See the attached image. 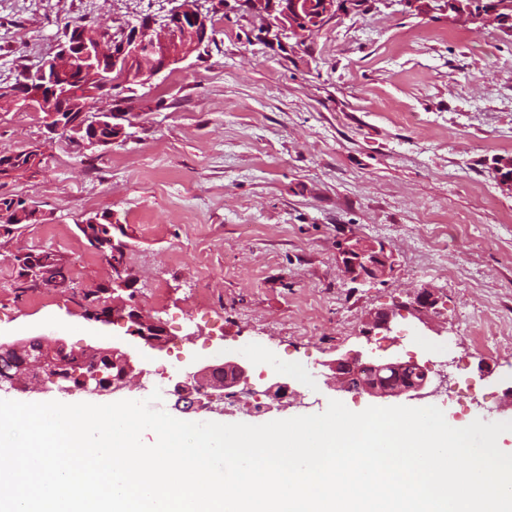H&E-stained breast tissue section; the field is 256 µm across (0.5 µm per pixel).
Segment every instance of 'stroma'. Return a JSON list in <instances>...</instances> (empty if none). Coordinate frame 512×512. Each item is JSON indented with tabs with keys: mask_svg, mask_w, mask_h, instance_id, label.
Segmentation results:
<instances>
[{
	"mask_svg": "<svg viewBox=\"0 0 512 512\" xmlns=\"http://www.w3.org/2000/svg\"><path fill=\"white\" fill-rule=\"evenodd\" d=\"M216 44L130 96L93 111L135 113L109 147L48 129L42 112L0 110V154L40 150L38 170L0 178V195L41 218L0 233V338L51 336L74 347L126 340L123 323L87 318L85 292L107 283L79 224L113 214L133 279L125 300L161 319L163 351L128 352L136 368L194 371L246 361L264 390L287 374V405L260 416L225 405L185 421L263 424L318 414L336 399L370 402L326 385L329 360L373 352L448 362L441 393L422 399L449 420L512 418V35L461 25L444 0H362L298 41L247 0H206ZM169 0H0V87L54 55L66 26L118 30ZM55 226L59 241L42 237ZM381 241L396 258L377 283H354L338 254L347 239ZM89 257L70 292L32 307L18 289L15 252ZM162 285L161 301L151 290ZM439 297L430 326L409 316L417 289ZM204 301H197L198 292ZM393 310L398 344L366 341L369 313ZM502 336L493 351L477 336Z\"/></svg>",
	"mask_w": 512,
	"mask_h": 512,
	"instance_id": "35a3bbf8",
	"label": "stroma"
}]
</instances>
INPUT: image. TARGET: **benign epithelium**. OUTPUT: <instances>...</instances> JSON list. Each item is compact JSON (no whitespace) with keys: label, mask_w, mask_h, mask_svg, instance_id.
<instances>
[{"label":"benign epithelium","mask_w":512,"mask_h":512,"mask_svg":"<svg viewBox=\"0 0 512 512\" xmlns=\"http://www.w3.org/2000/svg\"><path fill=\"white\" fill-rule=\"evenodd\" d=\"M264 4V10L272 16V24L288 27L299 39L306 38L310 31L328 25L340 12L339 0H255ZM119 51L112 52V68L124 65L129 75L149 83L171 66L188 59L195 47L208 36L205 19L199 0H179L163 20L150 21L146 27L132 32L120 33ZM107 39L99 30L75 29L73 36L61 44L58 52L39 65L40 82L26 86V96L33 112H46L56 129L67 130L92 146L98 145L93 133L107 124L112 128L114 142L125 134L124 122L131 121L132 112H99L89 109L74 114L59 112L58 101L92 98L111 90L110 70L104 68ZM42 155H29L22 161L15 155L0 157V169L14 173L40 166ZM39 210L26 204L25 208L0 209V226L9 228L38 219ZM80 228L86 231L93 248L112 269V284L126 288L131 276L124 261L125 245L115 243L112 229L91 216ZM53 260L31 259L22 270V279L27 281L47 280ZM340 263L346 276L360 283H375L389 276L395 267L392 251L382 242L356 239L342 247ZM439 303L438 296L429 289L421 288L413 294L409 305L411 315L420 321ZM88 319L103 325L116 320L128 324L127 342L141 350L160 352L166 344L163 322L150 317L142 309L120 297L112 303L98 306L88 312ZM393 314L375 311L370 314L363 336L371 340L374 336H390L394 332ZM0 352L18 359L11 371L0 373V393L56 392L71 394L82 391L90 395L108 396L131 387L141 377L135 372L128 353L118 347L98 348L70 347L59 338L35 336L13 342L0 341ZM405 365L415 368V376L408 380H397L395 374ZM332 371L331 382L338 391L354 392L369 398L410 399L431 395L432 362L420 361L412 356L408 361L399 358L382 360L357 354L338 358L328 364ZM172 393L176 403L189 407L224 411L220 404L229 396L238 394L236 387L248 384L249 366L234 359L222 364L206 365L195 372H186L171 378ZM292 394L288 376L274 377L262 395L271 400L261 406H250L247 412L259 414L271 409V404H282Z\"/></svg>","instance_id":"7a95c632"}]
</instances>
